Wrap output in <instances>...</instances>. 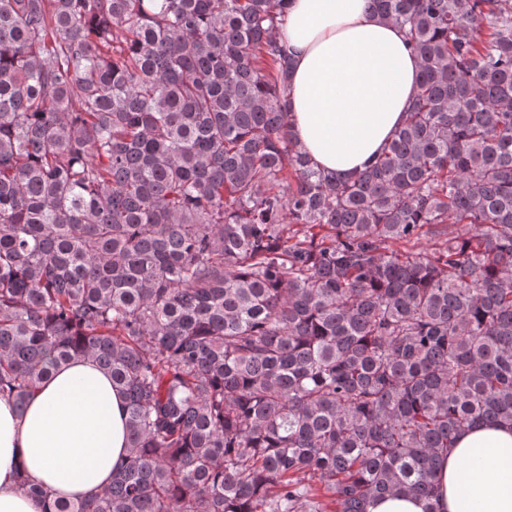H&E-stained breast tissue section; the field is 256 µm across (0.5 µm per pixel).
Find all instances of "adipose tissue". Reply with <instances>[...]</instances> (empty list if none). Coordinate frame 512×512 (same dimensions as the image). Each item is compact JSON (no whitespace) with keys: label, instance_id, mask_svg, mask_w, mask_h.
Masks as SVG:
<instances>
[{"label":"adipose tissue","instance_id":"adipose-tissue-1","mask_svg":"<svg viewBox=\"0 0 512 512\" xmlns=\"http://www.w3.org/2000/svg\"><path fill=\"white\" fill-rule=\"evenodd\" d=\"M280 36L292 60L294 136L316 167L363 171L401 126L419 80L403 32L370 15L364 0H290ZM126 445L123 399L91 360L54 368L25 412L1 396L0 512H44V501L20 488L21 470L56 497L95 495ZM437 486L438 512H512V427L462 432Z\"/></svg>","mask_w":512,"mask_h":512}]
</instances>
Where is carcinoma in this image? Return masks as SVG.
Masks as SVG:
<instances>
[{"mask_svg": "<svg viewBox=\"0 0 512 512\" xmlns=\"http://www.w3.org/2000/svg\"><path fill=\"white\" fill-rule=\"evenodd\" d=\"M368 5L420 79L341 176L289 129L286 0H0V394L89 358L128 432L50 512L434 500L512 425V0Z\"/></svg>", "mask_w": 512, "mask_h": 512, "instance_id": "1", "label": "carcinoma"}]
</instances>
